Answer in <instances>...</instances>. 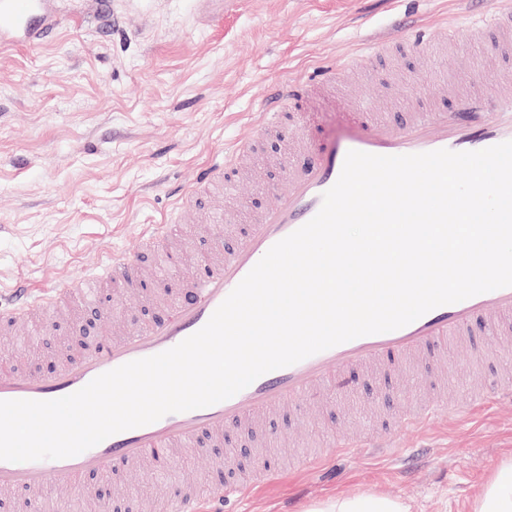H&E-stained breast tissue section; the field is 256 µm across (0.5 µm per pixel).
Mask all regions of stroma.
<instances>
[{"mask_svg": "<svg viewBox=\"0 0 512 512\" xmlns=\"http://www.w3.org/2000/svg\"><path fill=\"white\" fill-rule=\"evenodd\" d=\"M110 6L124 16L122 41L102 32L95 0H54V13L78 10L82 23L51 42L0 53V290L20 277L37 289L78 280L109 250L136 259L161 286L136 301L111 283L77 292L68 314L52 312V335H43L40 320L0 335V371L58 367L61 348L95 344L116 322L143 327L158 299L180 294L182 279L198 273L197 259L220 243L198 231L204 209L181 214L176 194L213 154L251 137L272 86L327 61L350 64L348 79L301 108L309 127L331 138L352 125L362 102L400 117L415 105L411 90L433 94L443 75L460 90L512 81V60L481 40L455 46L443 66L409 53L359 59L362 43L397 33L400 23L435 30L466 22L458 0H156L147 18L137 15L135 0ZM297 134L289 120L265 140L255 180L233 196L237 210L248 214L272 201L271 186L283 178L278 159ZM162 222L172 226L162 248L144 249L141 228ZM104 310L110 320L99 319ZM485 343L477 333L449 345L458 394L493 386L499 360L474 357ZM355 378L354 394L306 402L299 438L282 450V479L249 488L235 512H307L317 500L358 492L405 498L412 512H470L496 468L512 460V403H495L464 423L441 417L408 427L393 426L386 403L377 424L391 428L396 447L347 452L322 471L297 470L299 452L318 456L330 435L362 414L376 383L364 372ZM272 445L264 430L227 436L220 447L178 448L172 477L199 489L224 479L225 448L248 461ZM158 469L150 458L123 481L100 476L87 492L66 498L50 487L40 497L49 510L63 501L69 512H106L109 504L117 512H167Z\"/></svg>", "mask_w": 512, "mask_h": 512, "instance_id": "obj_1", "label": "stroma"}]
</instances>
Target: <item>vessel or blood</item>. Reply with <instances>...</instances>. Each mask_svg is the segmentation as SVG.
<instances>
[{
    "mask_svg": "<svg viewBox=\"0 0 512 512\" xmlns=\"http://www.w3.org/2000/svg\"><path fill=\"white\" fill-rule=\"evenodd\" d=\"M49 18L47 0H0V48L47 40L54 33ZM490 33L512 44V9L500 12L494 23L487 26L476 22L433 33L415 25L396 39L365 45L364 51L372 58L383 57L397 48L425 56L433 45L479 39ZM336 75V66L331 63L320 67L311 79L298 78L273 87L263 121L252 134V141H259L278 129L289 106L300 104L313 90L335 85ZM505 141H512V88L483 85L455 92L454 105L449 110L425 100L400 122L365 111L357 116L350 133L344 137L324 141L308 134L299 153L281 159L285 183L277 190L274 203L252 214L246 233L226 246L204 274L185 283L180 300L164 307L162 314L146 327L101 342L52 372L0 373V400L48 401L67 396L100 374L166 351L199 331L276 242L317 214L323 194L340 176L348 151L377 155L438 149L478 151ZM244 153L240 147L228 152L224 160L201 165L195 184L180 192L179 206H187L199 192L231 179ZM110 279L122 281L131 288L141 285L137 263L112 252L76 284L68 282L40 292L27 282H18L12 289L10 302L0 304V328L45 315L75 288H88ZM510 316L512 286L439 306L400 329L339 344L268 372L227 400L171 413L154 423L116 433L79 455L27 462L0 461V491L30 493L29 512H42L38 493L45 487L78 492L94 477L126 471L155 450L189 448L207 435L220 439L242 427L265 424L303 401L351 394L354 386L346 375L350 367L380 376L394 365L405 364L412 371V383L430 388L425 402L403 408L398 414L401 425L410 426L441 414L466 418L492 401H512V375L504 374L493 390H470L465 402L450 399L448 375L443 370L448 346L470 337L478 327L492 337L495 351L501 354L512 351V326L505 323ZM392 445V437L368 431L347 439L335 436L321 458H299L298 466L316 469L322 461L352 448ZM241 490V485L233 482L209 486L203 493L174 487L169 496L174 512H224L225 501L240 495Z\"/></svg>",
    "mask_w": 512,
    "mask_h": 512,
    "instance_id": "1",
    "label": "vessel or blood"
}]
</instances>
